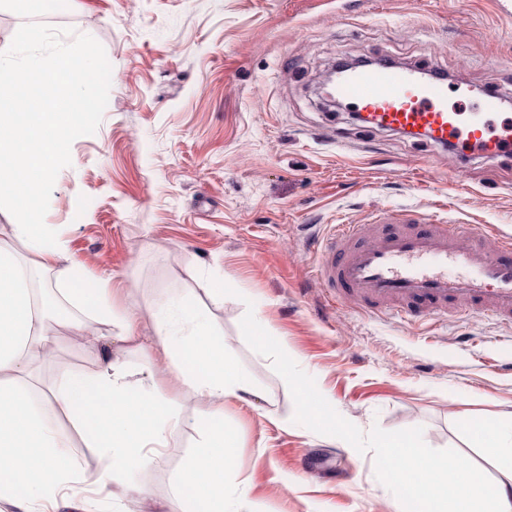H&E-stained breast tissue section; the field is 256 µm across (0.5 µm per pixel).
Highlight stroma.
Masks as SVG:
<instances>
[{"label": "stroma", "instance_id": "1", "mask_svg": "<svg viewBox=\"0 0 512 512\" xmlns=\"http://www.w3.org/2000/svg\"><path fill=\"white\" fill-rule=\"evenodd\" d=\"M0 0V64L50 63L82 39L94 48L96 106L45 190L44 223L88 280L112 277L116 311L150 331L157 304L196 291L224 351L260 392L227 400L236 438L227 488L250 512H403L375 476L372 452L293 423L270 360L246 343L257 322L362 432L422 427L490 479L493 461L457 430L512 420V324L449 314L423 325L329 302L314 240L345 221L407 207L512 234V158L467 163L415 139L362 129L321 106L319 72L343 55L401 59L512 97V13L501 0ZM44 38L26 44V29ZM234 288L217 299L208 277ZM97 324L57 337L27 387L95 368ZM156 392L181 410L148 499L99 494L96 512H163L198 438L204 401L164 363L137 356ZM288 418L280 428L266 416Z\"/></svg>", "mask_w": 512, "mask_h": 512}]
</instances>
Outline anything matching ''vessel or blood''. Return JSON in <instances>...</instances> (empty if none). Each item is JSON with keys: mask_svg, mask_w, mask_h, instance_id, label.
<instances>
[{"mask_svg": "<svg viewBox=\"0 0 512 512\" xmlns=\"http://www.w3.org/2000/svg\"><path fill=\"white\" fill-rule=\"evenodd\" d=\"M366 127L425 138L449 150V171L512 153V115L487 92L466 110L448 102V83L417 80L405 66L352 73L337 88ZM318 279L338 302L429 321L448 312L512 322V234L421 218L407 210L339 224L320 249Z\"/></svg>", "mask_w": 512, "mask_h": 512, "instance_id": "b4317fda", "label": "vessel or blood"}]
</instances>
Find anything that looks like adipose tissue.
Segmentation results:
<instances>
[{"label": "adipose tissue", "mask_w": 512, "mask_h": 512, "mask_svg": "<svg viewBox=\"0 0 512 512\" xmlns=\"http://www.w3.org/2000/svg\"><path fill=\"white\" fill-rule=\"evenodd\" d=\"M90 42L52 63L0 68V199H11L20 219L14 238L33 252L30 264L0 246V504L12 512H62L71 504L70 492L83 475L71 460L69 441L53 428L54 415L74 424L84 447L97 449L104 460L92 485L109 489L112 498H146L150 488L128 481L132 472L159 464L171 431L181 425L167 401L145 379L136 377L127 358L140 353L167 363L186 393L210 400L215 409L199 431V450L187 461L181 491L170 512H185L191 487H207L220 512H244V504L229 500L224 476L235 464V439L224 426V402L256 394L224 352V341L195 305L194 295L180 294L154 315L153 332L137 333L134 320L117 315L112 306L111 280L102 277L85 287L83 272L66 265L67 246L57 234L39 224L32 207L41 199L52 175L54 151L78 133L83 114L91 112L95 88ZM56 272L63 296L75 307L97 316L113 328L120 351L103 357L89 374H69L30 401L24 378L34 360L43 356L60 330L82 333L74 317L49 319L32 297L40 274Z\"/></svg>", "instance_id": "adipose-tissue-1"}]
</instances>
